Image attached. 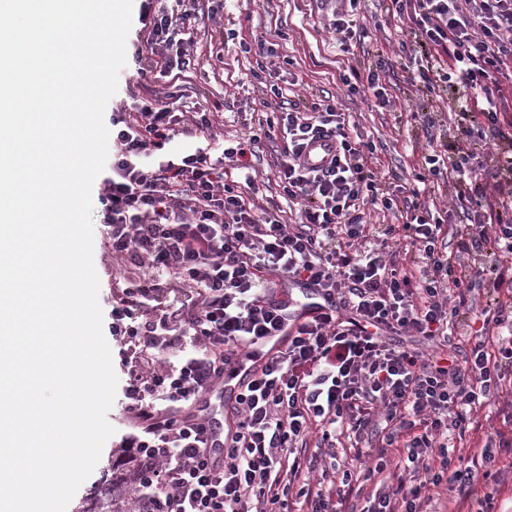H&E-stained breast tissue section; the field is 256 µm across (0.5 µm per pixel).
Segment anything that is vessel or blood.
I'll return each mask as SVG.
<instances>
[{
    "label": "vessel or blood",
    "instance_id": "1",
    "mask_svg": "<svg viewBox=\"0 0 512 512\" xmlns=\"http://www.w3.org/2000/svg\"><path fill=\"white\" fill-rule=\"evenodd\" d=\"M331 304V299L313 288L300 283L289 284L284 323L292 325L303 314ZM252 367V361L244 359L226 368L219 384L199 402V410L208 425L207 446L215 460H222L224 456V409L235 402L242 390V381Z\"/></svg>",
    "mask_w": 512,
    "mask_h": 512
}]
</instances>
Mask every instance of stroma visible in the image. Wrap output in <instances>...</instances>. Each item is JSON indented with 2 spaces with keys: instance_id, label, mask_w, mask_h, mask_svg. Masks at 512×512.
<instances>
[{
  "instance_id": "stroma-1",
  "label": "stroma",
  "mask_w": 512,
  "mask_h": 512,
  "mask_svg": "<svg viewBox=\"0 0 512 512\" xmlns=\"http://www.w3.org/2000/svg\"><path fill=\"white\" fill-rule=\"evenodd\" d=\"M264 38L276 42L271 81L292 86L300 99L340 96L344 111L352 113L361 134L380 143L377 166L387 176L410 178L412 152L426 142V133L411 115L422 104L409 100L408 73L394 69L388 91L397 101L408 102L409 113L400 115L359 97L343 96L339 73L346 68L336 40L323 26L319 0H228L222 19L200 17L194 68L190 74L193 98L208 110L224 116L223 135L249 137L265 119L264 86L253 76L255 54H246L240 42ZM114 434L106 441L92 474L71 500L72 505L92 503L95 487L122 450L125 431L121 401L107 414Z\"/></svg>"
}]
</instances>
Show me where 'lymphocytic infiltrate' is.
Segmentation results:
<instances>
[{"mask_svg":"<svg viewBox=\"0 0 512 512\" xmlns=\"http://www.w3.org/2000/svg\"><path fill=\"white\" fill-rule=\"evenodd\" d=\"M358 2L321 0L349 55ZM386 3L404 35L397 52L341 82L392 110L386 70L410 73L412 95L429 104L415 184L402 198L378 175L376 144L356 135L338 99L302 105L270 85L262 137L283 144L274 179L298 205L297 224L257 201L258 138L216 150L215 114L183 109L197 15H217L224 0L141 8L136 75L169 89L119 102L100 183L110 329L128 375L121 445L147 477L132 488L133 512H433L448 492L497 512L507 475L495 455L512 440L467 437L493 401L512 424V114L501 107L512 0ZM318 140L329 158L313 166ZM445 186L464 220L426 204ZM373 210L403 221L370 223ZM292 281L334 304L303 315L254 367L224 412L215 465L198 402L279 331ZM458 326L469 330L463 350ZM340 434L353 463L338 461Z\"/></svg>","mask_w":512,"mask_h":512,"instance_id":"f902f5d3","label":"lymphocytic infiltrate"}]
</instances>
